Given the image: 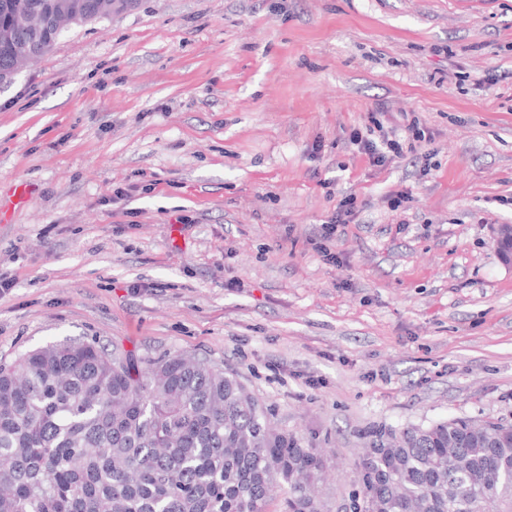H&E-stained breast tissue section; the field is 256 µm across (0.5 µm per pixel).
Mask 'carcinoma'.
Returning a JSON list of instances; mask_svg holds the SVG:
<instances>
[{"instance_id":"1","label":"carcinoma","mask_w":512,"mask_h":512,"mask_svg":"<svg viewBox=\"0 0 512 512\" xmlns=\"http://www.w3.org/2000/svg\"><path fill=\"white\" fill-rule=\"evenodd\" d=\"M55 2L110 17L101 0ZM323 469L210 360L83 341L0 361V512H326ZM356 469L352 512H512V424L382 430Z\"/></svg>"}]
</instances>
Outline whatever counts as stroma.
<instances>
[{"mask_svg": "<svg viewBox=\"0 0 512 512\" xmlns=\"http://www.w3.org/2000/svg\"><path fill=\"white\" fill-rule=\"evenodd\" d=\"M408 113L401 159L352 144ZM0 202V360L220 364L331 506L373 431L512 423V0H134L0 85ZM355 199L353 197H345L339 201L336 207V214L332 217L329 224H323V238L329 239L334 235L338 224L349 223L354 215Z\"/></svg>", "mask_w": 512, "mask_h": 512, "instance_id": "35a3bbf8", "label": "stroma"}]
</instances>
